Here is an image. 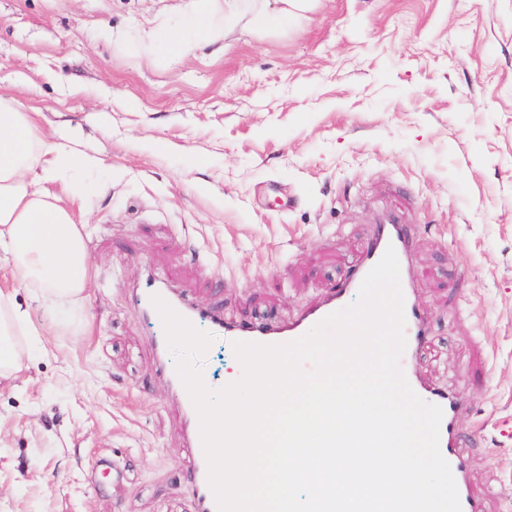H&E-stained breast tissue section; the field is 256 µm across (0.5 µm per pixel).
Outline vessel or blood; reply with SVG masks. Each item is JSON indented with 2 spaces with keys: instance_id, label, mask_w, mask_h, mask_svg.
<instances>
[{
  "instance_id": "obj_1",
  "label": "vessel or blood",
  "mask_w": 512,
  "mask_h": 512,
  "mask_svg": "<svg viewBox=\"0 0 512 512\" xmlns=\"http://www.w3.org/2000/svg\"><path fill=\"white\" fill-rule=\"evenodd\" d=\"M390 247L394 248L398 259L400 285L404 296L406 348L400 359L401 368L412 390L422 400L440 406L443 411L439 426V449L454 477L461 512H484L483 497L475 494L471 488L463 449L464 440L459 429V416L464 410L463 403L455 393L432 387L416 367V359L427 345L428 333L415 302L412 271L409 265L412 235L406 225L394 222L376 225L363 246L358 262L344 281L284 324L263 325L247 321H225L222 313L197 307L178 290L156 277L150 278L145 287L135 291L133 300L137 315L158 329L155 351L159 373L183 417L187 446L191 450L189 473L195 512H217V504L208 484V466L200 437L198 416L175 365L169 360L166 335L160 330L162 321L151 303L152 296H160L194 326H208L212 336L224 338L225 342L241 340L283 344L303 336L326 316L345 308L349 298L358 294L367 274Z\"/></svg>"
}]
</instances>
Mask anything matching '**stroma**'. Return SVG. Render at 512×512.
Segmentation results:
<instances>
[{"mask_svg":"<svg viewBox=\"0 0 512 512\" xmlns=\"http://www.w3.org/2000/svg\"><path fill=\"white\" fill-rule=\"evenodd\" d=\"M189 3L0 0V99L97 161L40 182L91 255L68 321L0 262L36 330L0 383V512H193L132 288L155 270L225 318L285 323L392 217L430 327L418 370L462 397L473 487L512 512V0H311L292 17L220 0L285 18L149 57L144 35Z\"/></svg>","mask_w":512,"mask_h":512,"instance_id":"35a3bbf8","label":"stroma"}]
</instances>
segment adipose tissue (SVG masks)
Listing matches in <instances>:
<instances>
[{"label": "adipose tissue", "instance_id": "adipose-tissue-1", "mask_svg": "<svg viewBox=\"0 0 512 512\" xmlns=\"http://www.w3.org/2000/svg\"><path fill=\"white\" fill-rule=\"evenodd\" d=\"M216 2L194 0L177 27L147 35L144 51L159 45L184 51L201 35L222 41L225 20ZM73 164L70 151L46 144L30 113L0 105V260L14 262L19 277L55 306L84 299L91 259L82 225L56 196L37 188L30 175L38 169L45 177L61 179ZM31 328L29 311L0 292V379L10 378L22 357L11 336Z\"/></svg>", "mask_w": 512, "mask_h": 512}]
</instances>
